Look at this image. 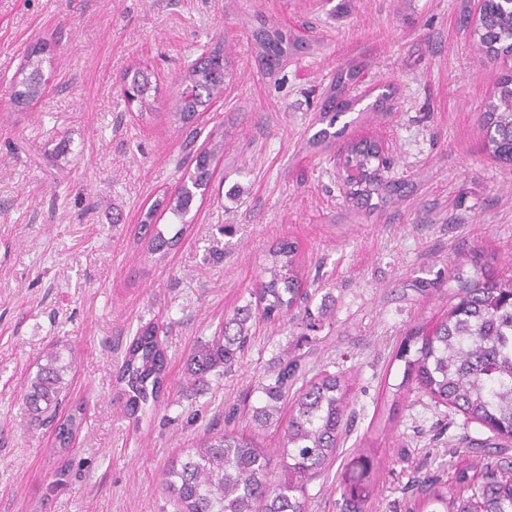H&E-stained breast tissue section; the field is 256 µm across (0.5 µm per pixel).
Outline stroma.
Listing matches in <instances>:
<instances>
[{"mask_svg":"<svg viewBox=\"0 0 512 512\" xmlns=\"http://www.w3.org/2000/svg\"><path fill=\"white\" fill-rule=\"evenodd\" d=\"M478 0H0V512H175L164 471L208 435L258 432L280 463V425L251 409L281 362L344 376L347 428L308 487L306 512H352L343 492L361 466L362 512H408L437 476L458 494L453 451L512 463V440L403 381L408 332L449 308L453 269L482 256L512 274V165L485 149L480 115L512 57L485 56L471 33ZM277 23L312 54L274 72L252 32ZM50 48L51 81L26 109L10 87L26 49ZM223 48L224 93L193 127L171 112L177 80L203 49ZM364 103L387 101L352 138L383 144L392 178L415 185L396 204L356 208L335 151L306 147L323 93L348 59ZM160 92L139 117L120 91L127 69ZM223 139L213 179L180 247L147 261L143 212L174 192L196 152ZM297 246L308 298L257 324L230 371L187 382L186 358L256 289L269 249ZM160 325L168 387L138 419L116 375L137 329ZM70 348L60 415L82 411L71 448L23 400L51 348Z\"/></svg>","mask_w":512,"mask_h":512,"instance_id":"stroma-1","label":"stroma"}]
</instances>
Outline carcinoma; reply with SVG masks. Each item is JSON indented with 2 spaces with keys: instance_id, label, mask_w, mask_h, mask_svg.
Listing matches in <instances>:
<instances>
[{
  "instance_id": "1",
  "label": "carcinoma",
  "mask_w": 512,
  "mask_h": 512,
  "mask_svg": "<svg viewBox=\"0 0 512 512\" xmlns=\"http://www.w3.org/2000/svg\"><path fill=\"white\" fill-rule=\"evenodd\" d=\"M473 35L488 55L512 53V10L501 0H484ZM253 38L258 58L270 72L283 61L312 50V45L266 23L253 31ZM45 51V45L37 44L26 55L15 76L14 107L23 109L43 94ZM360 70L361 65L352 60L336 72L318 117L323 128L311 136L308 147L324 152L344 137L347 126L337 129L335 125L359 104L349 95V88ZM225 76L221 51L196 59L179 79L174 112L178 121L194 124L224 93ZM121 92L127 102L146 109L157 86L147 69L136 67L124 75ZM482 130L489 153L511 163L512 71L500 78L487 103ZM213 158L210 150L197 154L176 193L144 214L139 230L149 254L162 259L180 244L183 229L167 235L154 221L155 214L163 205L179 223H185L196 196L204 195L213 178ZM345 166L358 172L347 193L358 205L370 207L375 199L377 205L384 206L413 192L412 183L383 177L375 143L349 142ZM295 252V245L287 241L273 249L256 301L234 309L210 341L191 351L187 374L193 381L205 385L217 369L230 368L243 354L260 320L278 319L306 298ZM454 280L456 290L447 317L430 329H413L400 347L397 358L404 362V380L415 381L436 402L453 407L494 436L512 439V275L491 277L476 261L472 274L460 270ZM159 333L156 323L140 327L121 360L117 383L125 397V414L131 418L149 401H157L167 388L168 357ZM71 365L57 347L43 356L24 393L26 405L36 416L56 418L68 390L66 376ZM291 391L294 402L283 429L280 471L271 470L270 459L253 434L226 430L207 436L164 473L179 512H306L307 486L334 457L349 398L338 376L324 372L307 380L300 359H287L273 382L261 386L265 401L252 407L254 424L264 428L279 421L281 405ZM79 413L80 409H75L59 424L56 449L66 450L69 437L82 424ZM454 474L462 484V495L450 498L433 483L427 488L428 503L441 505L445 512H512V474L498 461L488 460L477 469L459 460Z\"/></svg>"
}]
</instances>
